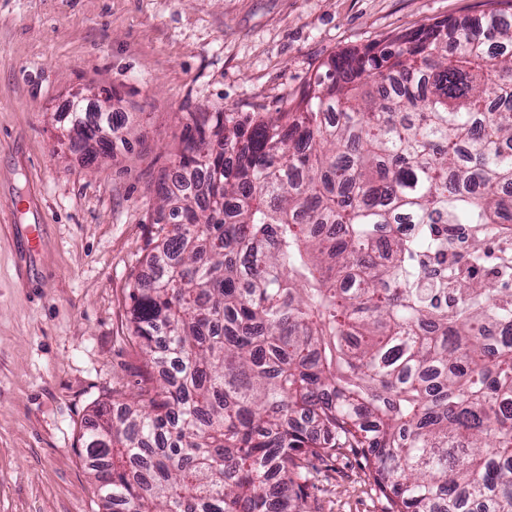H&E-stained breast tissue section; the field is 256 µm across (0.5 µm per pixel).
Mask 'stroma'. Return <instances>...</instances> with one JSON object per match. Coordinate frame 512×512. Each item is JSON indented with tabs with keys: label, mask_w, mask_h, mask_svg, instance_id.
Instances as JSON below:
<instances>
[{
	"label": "stroma",
	"mask_w": 512,
	"mask_h": 512,
	"mask_svg": "<svg viewBox=\"0 0 512 512\" xmlns=\"http://www.w3.org/2000/svg\"><path fill=\"white\" fill-rule=\"evenodd\" d=\"M485 0H0V512H105L79 434L152 388L128 323L148 274L156 181L191 112H275L346 49ZM114 88L125 128L95 161L58 120ZM15 224L40 225L20 283ZM320 512H386L350 455L312 461Z\"/></svg>",
	"instance_id": "obj_1"
}]
</instances>
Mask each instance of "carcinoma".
Listing matches in <instances>:
<instances>
[{"instance_id": "carcinoma-1", "label": "carcinoma", "mask_w": 512, "mask_h": 512, "mask_svg": "<svg viewBox=\"0 0 512 512\" xmlns=\"http://www.w3.org/2000/svg\"><path fill=\"white\" fill-rule=\"evenodd\" d=\"M345 51L271 115L190 112L154 277L157 384L80 436L108 512H312L350 454L387 512H512V0ZM94 155L121 112L69 113Z\"/></svg>"}]
</instances>
